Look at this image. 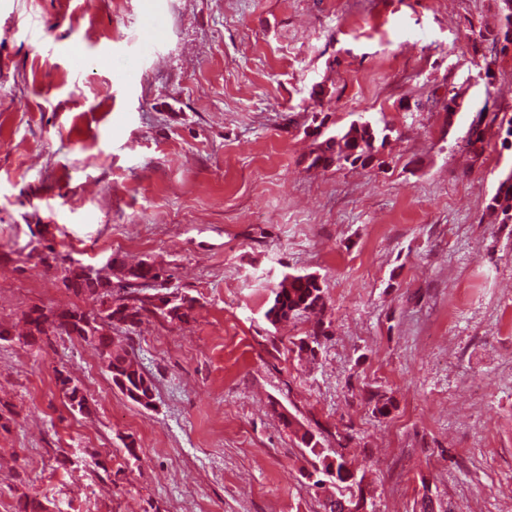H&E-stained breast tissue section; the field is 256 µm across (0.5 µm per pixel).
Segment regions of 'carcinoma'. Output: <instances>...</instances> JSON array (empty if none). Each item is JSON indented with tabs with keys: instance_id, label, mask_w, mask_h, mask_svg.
<instances>
[{
	"instance_id": "carcinoma-1",
	"label": "carcinoma",
	"mask_w": 512,
	"mask_h": 512,
	"mask_svg": "<svg viewBox=\"0 0 512 512\" xmlns=\"http://www.w3.org/2000/svg\"><path fill=\"white\" fill-rule=\"evenodd\" d=\"M501 25L497 31H472L474 43L491 42L501 45V50L512 46V0H500ZM505 130L503 142L512 138V118L499 117V112H478L467 132V146L477 155L482 152L485 131L493 126ZM393 133L388 124H373L369 121L352 122L316 144L310 153L309 167L329 168L370 165L379 149L385 147ZM487 208L501 216V223L512 222V170L501 175L495 193ZM40 261L54 268L57 279L69 291L86 296L96 304V311L88 314L77 307H34L24 313L26 330L21 334L31 343L49 335L75 336L95 347L102 357L113 385L132 402L145 408L154 400L155 386L146 376L135 354L114 343L112 332L139 327L148 316L174 322H182L191 316L194 299L171 291L167 284L169 271L153 262L128 265L119 257H111L107 269H99L79 261L58 262V257L45 255ZM326 307V292L323 283L314 280L311 273L286 275L271 290L269 307L265 318L271 325L283 320L306 318L314 320L309 338L320 344L326 335L322 313ZM61 389L70 408L87 409L85 396L68 378L60 379ZM306 449L314 472L320 478L314 486L329 480V471L334 468L344 473L338 483L331 485V499L323 502L324 512H345V508L357 505L365 475L354 473L352 460L344 451H331L324 441L305 428L296 419L284 418Z\"/></svg>"
}]
</instances>
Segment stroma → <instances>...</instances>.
Here are the masks:
<instances>
[{
	"mask_svg": "<svg viewBox=\"0 0 512 512\" xmlns=\"http://www.w3.org/2000/svg\"><path fill=\"white\" fill-rule=\"evenodd\" d=\"M330 3L0 0V323L92 309L32 257L48 245L163 264L195 305L115 335L156 386L147 408L76 337L0 341V512H323L285 411L347 441L373 512L427 490L512 512V223L486 209L512 148L494 129L480 155L462 143L484 104L512 116L505 57L471 43L499 0ZM318 85L329 130L393 127L380 163L309 168ZM452 88L458 112L431 107ZM305 273L329 297L313 355L310 322L264 316Z\"/></svg>",
	"mask_w": 512,
	"mask_h": 512,
	"instance_id": "35a3bbf8",
	"label": "stroma"
}]
</instances>
